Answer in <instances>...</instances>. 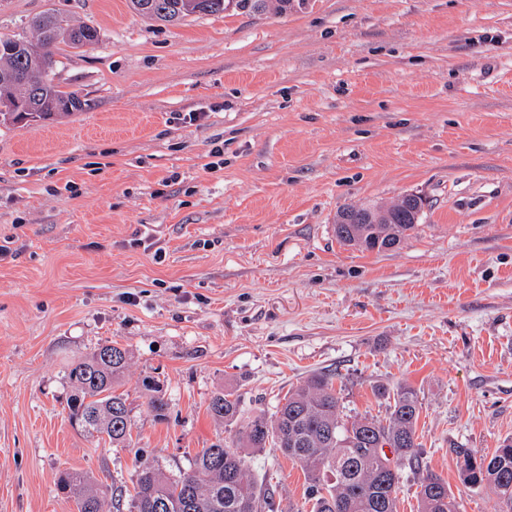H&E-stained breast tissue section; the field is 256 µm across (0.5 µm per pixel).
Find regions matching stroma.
I'll use <instances>...</instances> for the list:
<instances>
[{
	"instance_id": "obj_1",
	"label": "stroma",
	"mask_w": 512,
	"mask_h": 512,
	"mask_svg": "<svg viewBox=\"0 0 512 512\" xmlns=\"http://www.w3.org/2000/svg\"><path fill=\"white\" fill-rule=\"evenodd\" d=\"M46 12L99 39L54 50L82 111L0 125V512H74L66 469L178 474L234 435L215 393L269 415L317 372L351 416L384 415L374 385L414 388L424 464L462 512H499L455 450L512 437V0H309L176 25L129 0H0V35ZM408 194L425 206L398 249L338 242L340 208ZM112 341L131 355L128 448L66 405L70 365ZM253 463L279 512L304 507L300 466L273 448Z\"/></svg>"
}]
</instances>
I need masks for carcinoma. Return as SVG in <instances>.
Masks as SVG:
<instances>
[{
    "label": "carcinoma",
    "instance_id": "carcinoma-1",
    "mask_svg": "<svg viewBox=\"0 0 512 512\" xmlns=\"http://www.w3.org/2000/svg\"><path fill=\"white\" fill-rule=\"evenodd\" d=\"M181 0H131L134 10L150 19L176 22L187 18ZM29 27L36 38L0 37V73H28L35 82L15 90L26 100L56 105L77 92L63 91L43 71L51 48L65 43L81 48L98 41L96 28L71 25L55 13H44ZM390 223L400 237L380 239L385 225L373 223L376 207H346L337 216L349 220L333 225L338 241L364 250L382 251L386 244H402L416 229L419 215L401 199L388 207ZM129 351L116 342L105 343L71 365L68 379L73 393L68 401L72 424L97 434L115 447L132 443L124 394L115 384L129 367ZM148 405L155 416H167V402L156 387L149 388ZM377 396L392 398L383 419L344 416L329 375L311 376L278 403L275 412L244 415L240 401L229 391L214 394L210 415L238 429L230 441L204 449L177 475L155 464L138 467L133 492L94 481L81 471L65 470L60 490L73 497L77 512H275L277 488L264 481L252 455L277 448L306 474V502L310 512H398L399 485L387 480L391 466L421 475L419 512H460L461 504L448 483L423 465L416 435L419 399L409 386L389 390L375 386ZM458 457L478 463L470 487L489 489L498 498L500 512H512V438L503 439L490 455L457 448Z\"/></svg>",
    "mask_w": 512,
    "mask_h": 512
}]
</instances>
